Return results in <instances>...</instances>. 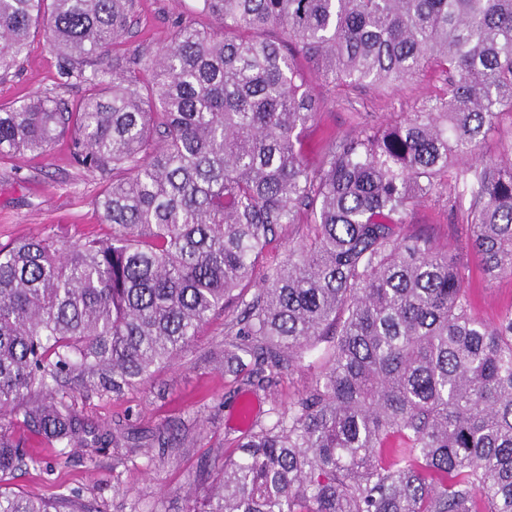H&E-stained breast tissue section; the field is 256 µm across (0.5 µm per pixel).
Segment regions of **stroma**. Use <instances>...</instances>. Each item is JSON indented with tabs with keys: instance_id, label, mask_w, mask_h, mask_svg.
I'll use <instances>...</instances> for the list:
<instances>
[{
	"instance_id": "stroma-1",
	"label": "stroma",
	"mask_w": 512,
	"mask_h": 512,
	"mask_svg": "<svg viewBox=\"0 0 512 512\" xmlns=\"http://www.w3.org/2000/svg\"><path fill=\"white\" fill-rule=\"evenodd\" d=\"M194 27L220 32L219 23L196 10V0H137L131 32L116 46L117 54L136 57L143 48H158L171 33L175 19ZM59 60L50 52L43 29L32 30L28 54L14 73L0 80V105L7 106L34 92H50L71 103L88 95L89 87L74 84L58 88ZM309 88L319 100L316 120L306 132L308 163H316L325 143L358 129L362 123L387 122L402 112H413L439 88L431 70H424L398 88L374 93L349 90L309 79ZM107 176L86 174L73 158L69 139L53 143L37 156L0 160V246L14 240L56 233L69 241L109 233L96 209V200ZM422 231L440 243H454L467 230L463 213L450 212L445 199L422 201L404 225V233ZM469 288L477 317L497 321L512 309V279L484 278L476 257H469ZM237 315L234 308L216 313L195 340L148 381L117 399H106L77 389L71 401L78 415L99 430L122 421L150 437L171 426L187 434L183 447L149 449L107 448L79 454L49 445L42 437L15 426L24 437L26 452L35 462L16 473L15 490L55 499L78 492L102 512H194L186 488L203 474L217 472L232 452L231 440L242 425L238 410L249 401L252 414L264 416L271 403L290 408L314 382L303 367L285 370L268 392H256L225 377L217 357L222 349L224 325Z\"/></svg>"
}]
</instances>
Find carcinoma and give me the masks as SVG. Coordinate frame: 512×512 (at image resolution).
Listing matches in <instances>:
<instances>
[{"instance_id":"obj_1","label":"carcinoma","mask_w":512,"mask_h":512,"mask_svg":"<svg viewBox=\"0 0 512 512\" xmlns=\"http://www.w3.org/2000/svg\"><path fill=\"white\" fill-rule=\"evenodd\" d=\"M199 2L224 34L177 21L161 48L107 63L135 0H0L1 77L41 25L58 86L92 89L72 111L47 93L0 106V159L69 133L85 172L112 174L96 201L109 235L0 247V415L61 448H143L120 423L97 437L63 383L118 398L235 304L221 363L235 378L253 365L256 391L329 345L313 388L237 440L202 512H512V309L477 318L467 264L402 233L444 195L468 216L462 250L512 278V136L480 152L512 120V0ZM304 62L379 90L428 64L442 89L331 139L310 168ZM302 215L311 235L246 296ZM29 461L0 425V480ZM0 512L98 510L0 485Z\"/></svg>"}]
</instances>
